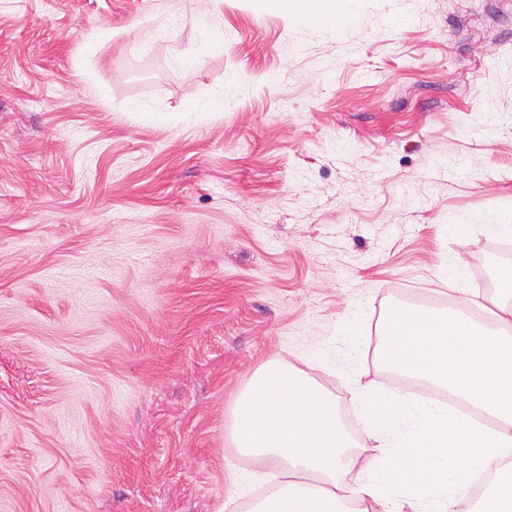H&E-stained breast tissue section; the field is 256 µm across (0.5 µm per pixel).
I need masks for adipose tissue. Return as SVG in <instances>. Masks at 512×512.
I'll return each mask as SVG.
<instances>
[{"label":"adipose tissue","mask_w":512,"mask_h":512,"mask_svg":"<svg viewBox=\"0 0 512 512\" xmlns=\"http://www.w3.org/2000/svg\"><path fill=\"white\" fill-rule=\"evenodd\" d=\"M293 19L346 21V0H270ZM497 326L456 309L403 308L386 318L378 358L488 415L469 420L438 401L423 404L357 385L367 440L380 456L357 469L331 395L308 375L269 363L235 412L234 444L261 461L271 492L249 512H512V265L497 274Z\"/></svg>","instance_id":"adipose-tissue-1"}]
</instances>
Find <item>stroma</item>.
I'll return each instance as SVG.
<instances>
[{
    "label": "stroma",
    "mask_w": 512,
    "mask_h": 512,
    "mask_svg": "<svg viewBox=\"0 0 512 512\" xmlns=\"http://www.w3.org/2000/svg\"><path fill=\"white\" fill-rule=\"evenodd\" d=\"M347 7L0 0V512H245L259 367L313 378L357 447L352 373L412 390L387 314L454 305L451 259L497 296L504 236L448 227L512 210V0ZM275 8L287 12L299 24L305 23L335 25L348 18L345 0H266Z\"/></svg>",
    "instance_id": "stroma-1"
}]
</instances>
